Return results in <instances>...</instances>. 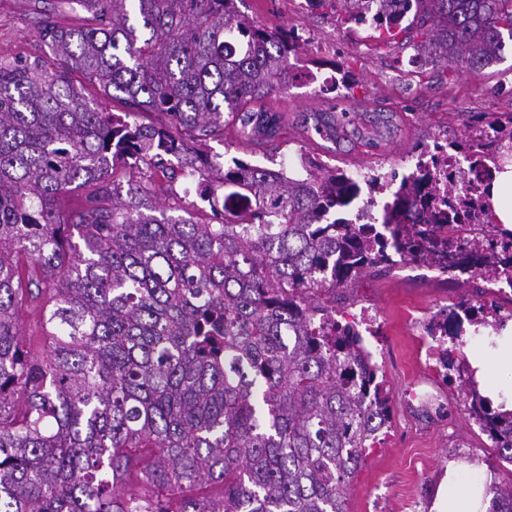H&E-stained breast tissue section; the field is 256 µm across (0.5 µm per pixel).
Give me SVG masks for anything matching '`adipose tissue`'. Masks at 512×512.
I'll return each instance as SVG.
<instances>
[{"mask_svg": "<svg viewBox=\"0 0 512 512\" xmlns=\"http://www.w3.org/2000/svg\"><path fill=\"white\" fill-rule=\"evenodd\" d=\"M470 364L480 393L512 410V324L505 326L494 350L476 345ZM485 497L482 473L471 465H456L443 480L433 509L434 512H481Z\"/></svg>", "mask_w": 512, "mask_h": 512, "instance_id": "1", "label": "adipose tissue"}]
</instances>
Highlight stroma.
<instances>
[{
  "instance_id": "1",
  "label": "stroma",
  "mask_w": 512,
  "mask_h": 512,
  "mask_svg": "<svg viewBox=\"0 0 512 512\" xmlns=\"http://www.w3.org/2000/svg\"><path fill=\"white\" fill-rule=\"evenodd\" d=\"M240 9L265 27L294 29L304 41L293 58L299 81L263 100L282 113L285 126L272 139L246 140L232 127L209 140L213 153H229L265 164L297 163L314 155L347 174L375 173L401 182L405 160L434 141L452 139L463 118L477 112H512V58L473 75L449 71L443 63L413 61L404 36L381 41L376 30L348 21L343 11L302 7L297 0H243ZM40 16L34 0H0V60L43 57L56 68L38 36ZM344 76L335 92L325 86ZM345 109L367 124L374 112L392 120L376 145L352 133L337 140L304 132L307 114ZM490 295L479 276L448 281L423 268L400 263L368 270L352 286L336 291V309L362 310L375 318L364 342L374 354L392 408L389 428L350 484L347 512H430L449 462L479 456L486 479L512 478V464L498 457L489 437L468 415L457 384L446 371L427 334V322L459 304L479 307ZM424 400H409V390Z\"/></svg>"
}]
</instances>
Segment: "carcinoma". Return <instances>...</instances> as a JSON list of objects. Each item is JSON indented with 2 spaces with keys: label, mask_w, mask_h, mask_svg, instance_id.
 Instances as JSON below:
<instances>
[{
  "label": "carcinoma",
  "mask_w": 512,
  "mask_h": 512,
  "mask_svg": "<svg viewBox=\"0 0 512 512\" xmlns=\"http://www.w3.org/2000/svg\"><path fill=\"white\" fill-rule=\"evenodd\" d=\"M66 2L86 24L48 11L37 31L56 69L0 61V512H345L390 399L363 338L336 322V289L389 257L332 216L375 175L204 151L226 124L278 134L280 113L255 104L292 84L300 37L250 22L239 0ZM312 6L403 32L416 55L462 72L512 53V0ZM75 73L126 116L166 121L99 110ZM313 129L336 136V116ZM502 136L512 112H476L450 145ZM177 174L220 223L156 199L157 178ZM80 190L85 205L63 214L58 198ZM418 193L403 180L387 212L399 251L475 255L437 224L398 223ZM444 344L439 362L456 368L469 416L512 459V412L493 410ZM204 482L221 495L195 494ZM491 490L487 512H512V481Z\"/></svg>",
  "instance_id": "obj_1"
}]
</instances>
